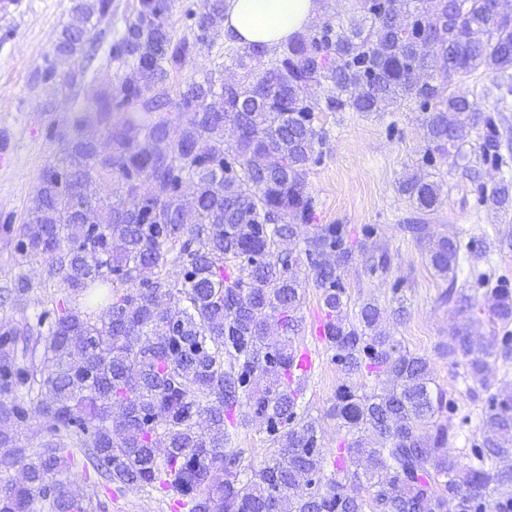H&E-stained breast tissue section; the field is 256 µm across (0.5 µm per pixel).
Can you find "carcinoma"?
Returning a JSON list of instances; mask_svg holds the SVG:
<instances>
[{
    "instance_id": "carcinoma-1",
    "label": "carcinoma",
    "mask_w": 512,
    "mask_h": 512,
    "mask_svg": "<svg viewBox=\"0 0 512 512\" xmlns=\"http://www.w3.org/2000/svg\"><path fill=\"white\" fill-rule=\"evenodd\" d=\"M461 26L448 31L451 0H361L363 14L337 27L296 34L231 54L187 84L176 130L162 117L170 71L209 52L224 31V0H202L191 35L176 39L170 0H138L109 58L124 69L118 101H98L110 144L78 135L62 165L43 169L15 253L44 260L62 298L36 326L0 323V512H94L74 489L83 465L118 489L172 495L186 512H512V393L493 388L489 359L512 358V334L474 336L472 298L456 287L463 245L432 230L441 185L417 170L399 183L413 214L402 232L426 244L446 281L444 305L458 322L441 353L465 360L482 387V435L462 465L448 451L452 426L430 361L382 327L376 299L353 319L345 272L386 275L393 256L372 228L352 245L341 224H316L306 176L328 131L317 112H386L406 101L421 110L424 137L443 153L467 130L478 159L501 163L512 141L504 112L512 97V9L499 0H457ZM76 23L58 37L56 62L91 44L88 24L112 15V0H75ZM438 68H427V51ZM484 67L499 74L493 112L473 94L448 91ZM237 136L224 141L226 128ZM112 191L93 199L89 174ZM191 183L195 206H181ZM481 205L512 208V181L480 191ZM315 231L295 249L301 224ZM319 291L323 339L342 381L325 416L353 435L333 461L293 377L295 336L306 288ZM490 316L512 323V290L494 288ZM386 378L389 386L375 391ZM39 414L47 437L24 446L21 424ZM260 423L276 444L259 466L232 447L239 418ZM207 426L202 430L200 419ZM370 432L366 440L358 433ZM21 468L18 482L11 471Z\"/></svg>"
}]
</instances>
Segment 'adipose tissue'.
Returning <instances> with one entry per match:
<instances>
[{"label":"adipose tissue","instance_id":"obj_1","mask_svg":"<svg viewBox=\"0 0 512 512\" xmlns=\"http://www.w3.org/2000/svg\"><path fill=\"white\" fill-rule=\"evenodd\" d=\"M224 38L245 46L275 47L305 29L320 11V0H224Z\"/></svg>","mask_w":512,"mask_h":512}]
</instances>
